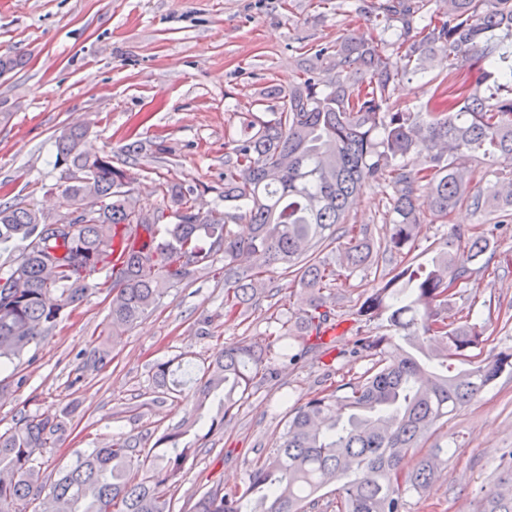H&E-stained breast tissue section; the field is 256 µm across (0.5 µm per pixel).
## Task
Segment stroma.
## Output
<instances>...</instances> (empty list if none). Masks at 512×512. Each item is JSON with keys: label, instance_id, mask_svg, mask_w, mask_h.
<instances>
[{"label": "stroma", "instance_id": "stroma-1", "mask_svg": "<svg viewBox=\"0 0 512 512\" xmlns=\"http://www.w3.org/2000/svg\"><path fill=\"white\" fill-rule=\"evenodd\" d=\"M379 0H0V55L24 57V67L0 77V204H35L49 222L63 220L65 168L55 166L53 142L75 121L88 125L85 147L109 152L119 167H132V193L146 208L158 206V182L192 188L198 206L221 204L224 143L239 136L228 108L235 99L265 98L292 80L303 45L345 37L370 39L371 27L354 20L357 6ZM141 142L129 157L130 139ZM390 194L371 181L348 221L381 236L379 217ZM482 213L463 206L449 224L426 221L411 257L423 265L449 225L469 229ZM486 258L498 275H474L462 303L493 299L500 316L486 333L495 345L512 346V228L499 232ZM383 282L382 271L351 274L336 295L343 333L330 353L309 354L272 382L251 388L232 413L221 397L198 403L191 392L157 402L152 369L181 359L200 364L224 344L274 332L278 320L296 322L301 290H289L279 272L267 290L235 322L224 320V281L205 271L171 289L162 305L127 329L110 348L106 366L93 367L89 351L105 344L108 300L88 297L51 335L0 365V434L21 414H66L74 432L61 447L46 449L43 475L75 462L117 433L159 437L193 410L200 424L182 443L195 453L176 485L163 487L171 512H191L205 493L243 484L259 457L283 432L291 404L339 382L347 368L356 303ZM224 415L220 429L210 420ZM457 445L430 493L408 499L407 512H475L481 487L496 476L498 449L512 448V373L502 374L482 395L434 432L427 448Z\"/></svg>", "mask_w": 512, "mask_h": 512}]
</instances>
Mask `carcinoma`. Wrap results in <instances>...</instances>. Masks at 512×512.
<instances>
[{
	"instance_id": "carcinoma-1",
	"label": "carcinoma",
	"mask_w": 512,
	"mask_h": 512,
	"mask_svg": "<svg viewBox=\"0 0 512 512\" xmlns=\"http://www.w3.org/2000/svg\"><path fill=\"white\" fill-rule=\"evenodd\" d=\"M430 2L385 0L366 16L380 32L395 31L393 42L338 38L310 46L298 80L270 87L275 110L256 99L234 104L243 135L224 143L222 210L196 209L193 190L172 183L159 187L163 206L144 210L124 168L82 150L86 126L69 127L54 142L55 165L79 175L62 193L79 212L69 231L56 232L35 204H0V251L23 243L0 277V360L20 356L94 293L109 298L115 341L170 289L213 269L219 255L226 321L244 315L273 269L305 288L299 332L285 322L273 339L226 344L198 369L199 401L224 393L213 430L257 379L276 378L333 346L335 291L354 270L410 251L424 222L416 206L421 182L432 184L434 220L448 223L462 204L485 216L467 231L449 227L428 267L401 262L372 289L351 312V357L369 367L294 407L244 484L206 493L192 512H307L331 486L337 512H405L406 497L429 491L440 471L443 449L421 453L431 433L512 371V347L484 351L490 318L452 308L472 264L512 219V194L501 192L512 186V0H443L436 11ZM434 59L441 69L428 79L424 103L393 99L397 84L424 76ZM478 164L497 180L473 193ZM375 179L392 190L381 251L368 225L346 226ZM240 220L248 222L246 235L232 228ZM333 244L337 263L324 255ZM116 245L124 251L117 271L109 267ZM375 321L393 333L362 329ZM192 371L157 363L154 388L179 396ZM196 422L182 419L151 445L142 435H113L46 485L37 454L67 439L69 421L24 414L0 434V512H26L42 496L50 512H170L159 487L176 483L196 452L179 447ZM501 457L507 468L483 489L478 512H512V448Z\"/></svg>"
}]
</instances>
